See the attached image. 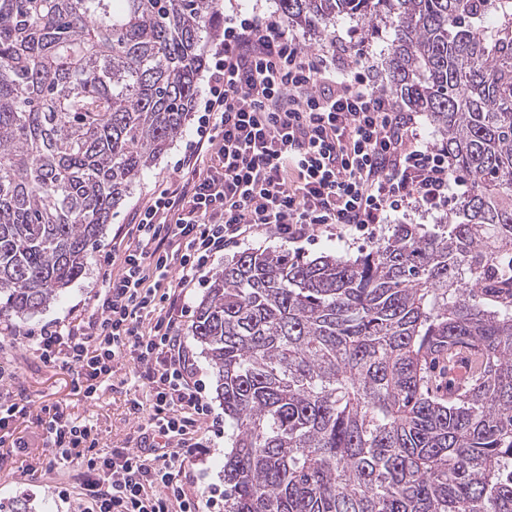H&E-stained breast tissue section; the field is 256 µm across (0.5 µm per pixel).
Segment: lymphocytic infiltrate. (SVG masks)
<instances>
[{
	"instance_id": "lymphocytic-infiltrate-1",
	"label": "lymphocytic infiltrate",
	"mask_w": 512,
	"mask_h": 512,
	"mask_svg": "<svg viewBox=\"0 0 512 512\" xmlns=\"http://www.w3.org/2000/svg\"><path fill=\"white\" fill-rule=\"evenodd\" d=\"M372 71L341 36L312 55L276 16L238 6L225 15L197 138L181 161L186 177L155 191L103 255L94 310L27 338L83 398L97 396L126 351L149 389L148 401H130L151 411L134 447L103 454L93 425L44 406L53 449L45 467L78 465L86 512H201L205 494L190 487L202 452L193 436L210 408L183 317L189 288L225 246L268 229L290 242L331 224L371 232L400 211L443 210L466 187L444 146L423 136ZM16 376L1 358V448L4 430L31 414V399L9 389Z\"/></svg>"
}]
</instances>
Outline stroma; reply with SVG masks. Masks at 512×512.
I'll use <instances>...</instances> for the list:
<instances>
[{"label":"stroma","instance_id":"stroma-1","mask_svg":"<svg viewBox=\"0 0 512 512\" xmlns=\"http://www.w3.org/2000/svg\"><path fill=\"white\" fill-rule=\"evenodd\" d=\"M335 33L352 34L355 49L364 52L374 65L376 82L383 87L390 85L388 48L394 33L388 24H379L378 28L369 32L357 19L340 15L319 27L297 31L303 48L311 54L322 52L330 35ZM196 127V118H189L167 151L134 181L111 223L106 225L98 247L89 255L83 274L63 289L46 309L24 318H9L12 335H0V357L8 356L17 366L14 392L25 394L39 405L60 404L66 407L72 417L91 420L99 433L98 450L102 453L121 447L137 436L139 420L130 412L129 400L133 397L146 398L148 388L136 381L132 357L124 356L110 385L105 386L95 399L87 400L72 394L70 378L65 371L57 365L40 361L25 343L19 342L18 337L46 323L67 321L73 315L93 310L97 286L101 281L102 255L111 247L119 227L131 223L136 209L151 198L159 184L178 179L176 163L182 157L187 142L194 139ZM447 216L444 210L429 215L412 211L399 213L392 216L390 225L380 227L377 236L373 238L362 237L361 233L354 231L341 240L337 238L335 229L330 227L319 232L315 240L298 245L260 232L252 235L244 247L226 248L224 254L215 259L213 269L217 272L223 270L228 261L244 250L286 248L292 252L302 251L310 258L332 252L352 259L377 245L379 238L388 235L391 224H420L425 231L433 233L441 231ZM9 433L12 439L21 441L24 448L17 459L0 460V503L8 505L25 499L30 501L35 512H81L77 496L65 498L59 494L64 475L54 471L32 475L19 470L16 465L20 459L32 464L42 463L50 454L45 434L36 420L29 418L14 423L10 425ZM196 439L204 445L202 457L195 467L198 485L200 489L214 495L217 505L211 512H224V450L228 446V436L204 428L198 431Z\"/></svg>","mask_w":512,"mask_h":512}]
</instances>
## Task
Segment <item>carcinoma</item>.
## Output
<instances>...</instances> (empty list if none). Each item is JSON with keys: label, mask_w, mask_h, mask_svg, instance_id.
<instances>
[{"label": "carcinoma", "mask_w": 512, "mask_h": 512, "mask_svg": "<svg viewBox=\"0 0 512 512\" xmlns=\"http://www.w3.org/2000/svg\"><path fill=\"white\" fill-rule=\"evenodd\" d=\"M277 2L301 28L388 23L392 94L470 189L440 233L244 252L211 278L189 335L231 425L224 512H512V0ZM219 23L216 0H0V317L83 274L185 125Z\"/></svg>", "instance_id": "cac0c4a2"}]
</instances>
